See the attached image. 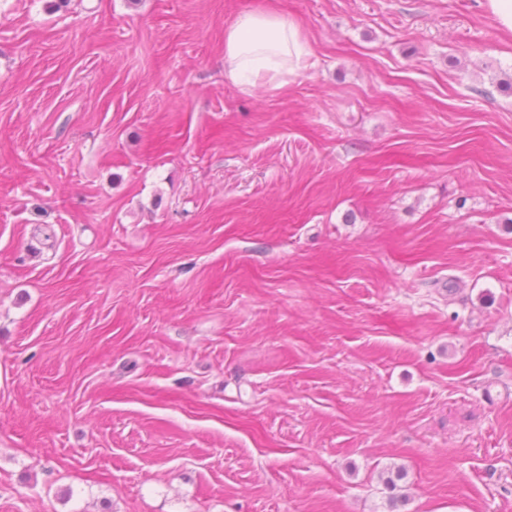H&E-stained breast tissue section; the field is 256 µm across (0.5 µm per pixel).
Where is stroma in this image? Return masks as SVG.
<instances>
[{"mask_svg":"<svg viewBox=\"0 0 512 512\" xmlns=\"http://www.w3.org/2000/svg\"><path fill=\"white\" fill-rule=\"evenodd\" d=\"M507 82L485 0H0V512H512ZM310 56L299 26L268 10L244 12L224 30V75L244 89L265 77L298 73Z\"/></svg>","mask_w":512,"mask_h":512,"instance_id":"1","label":"stroma"}]
</instances>
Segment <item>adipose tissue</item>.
Listing matches in <instances>:
<instances>
[{
	"instance_id": "obj_1",
	"label": "adipose tissue",
	"mask_w": 512,
	"mask_h": 512,
	"mask_svg": "<svg viewBox=\"0 0 512 512\" xmlns=\"http://www.w3.org/2000/svg\"><path fill=\"white\" fill-rule=\"evenodd\" d=\"M310 55L299 26L268 10L244 12L224 31V74L245 89L306 69Z\"/></svg>"
}]
</instances>
